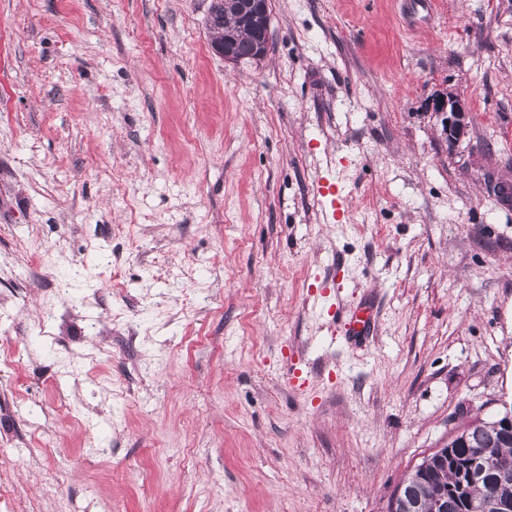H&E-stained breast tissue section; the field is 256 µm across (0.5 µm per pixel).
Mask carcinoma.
<instances>
[{
    "label": "carcinoma",
    "mask_w": 512,
    "mask_h": 512,
    "mask_svg": "<svg viewBox=\"0 0 512 512\" xmlns=\"http://www.w3.org/2000/svg\"><path fill=\"white\" fill-rule=\"evenodd\" d=\"M236 61L253 59L257 55L254 36L244 27L235 28L232 40ZM451 464L440 473L431 471L420 489L422 496L443 499L444 512H469V505L484 498L485 484H475L460 478V467L470 459L474 448H490L496 455L512 457V436L506 437L496 421L479 420L469 427L468 444L450 443Z\"/></svg>",
    "instance_id": "carcinoma-1"
}]
</instances>
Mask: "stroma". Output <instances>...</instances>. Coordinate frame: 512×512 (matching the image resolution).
Listing matches in <instances>:
<instances>
[{
    "label": "stroma",
    "instance_id": "obj_1",
    "mask_svg": "<svg viewBox=\"0 0 512 512\" xmlns=\"http://www.w3.org/2000/svg\"><path fill=\"white\" fill-rule=\"evenodd\" d=\"M401 3L0 0V512H386L512 406V0ZM224 0H211L208 14V27H214L220 31L212 41V49L224 57L228 62H240L241 60L254 59L257 55L254 36L251 30L244 27H236L232 40L233 54L235 60L226 53L228 37L224 39V23L226 20V13L224 9ZM269 5V0H236L235 18L254 24L261 15L270 17ZM435 107L437 110L451 113V118L448 119L446 134L448 135L449 142H459V140L466 134L468 126V122H466L467 110L462 100L458 97L439 99L436 101ZM375 318L371 307L362 304L360 308L353 309L347 315L344 329L346 333L353 336H364L374 327Z\"/></svg>",
    "mask_w": 512,
    "mask_h": 512
}]
</instances>
